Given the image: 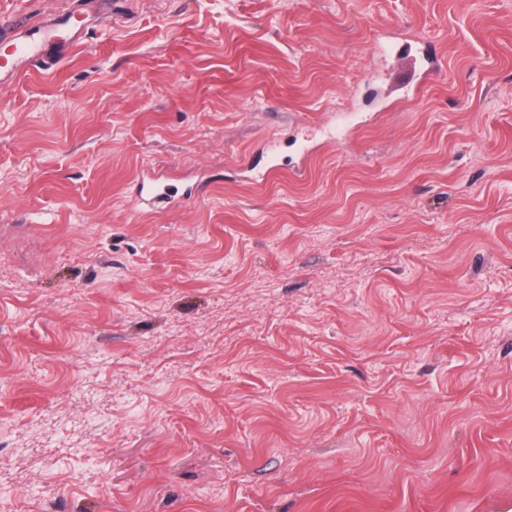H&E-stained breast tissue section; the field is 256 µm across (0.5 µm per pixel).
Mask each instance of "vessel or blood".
Wrapping results in <instances>:
<instances>
[{"label":"vessel or blood","mask_w":512,"mask_h":512,"mask_svg":"<svg viewBox=\"0 0 512 512\" xmlns=\"http://www.w3.org/2000/svg\"><path fill=\"white\" fill-rule=\"evenodd\" d=\"M81 29L71 16H48L45 21L25 23L20 33H0V81L29 74L31 68L49 59L54 50L66 49L79 40ZM168 191L157 171L142 172L137 182V204L145 207Z\"/></svg>","instance_id":"vessel-or-blood-1"}]
</instances>
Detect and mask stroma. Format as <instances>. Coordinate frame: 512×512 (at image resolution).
Here are the masks:
<instances>
[{
    "label": "stroma",
    "mask_w": 512,
    "mask_h": 512,
    "mask_svg": "<svg viewBox=\"0 0 512 512\" xmlns=\"http://www.w3.org/2000/svg\"><path fill=\"white\" fill-rule=\"evenodd\" d=\"M63 11L0 83V512H512V0H0ZM74 13L66 16L50 15L43 22H25L20 33L12 35L2 27L0 45V81L16 79L31 73L53 54L54 49L65 50L79 40L81 28L73 21ZM164 176L155 170L144 171L137 182V204L140 208L153 204L167 195Z\"/></svg>",
    "instance_id": "stroma-1"
}]
</instances>
